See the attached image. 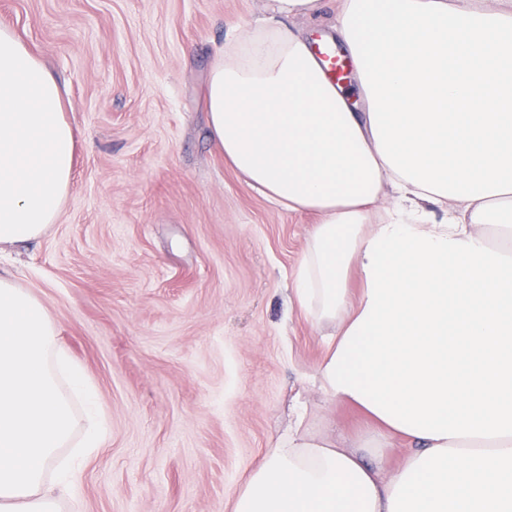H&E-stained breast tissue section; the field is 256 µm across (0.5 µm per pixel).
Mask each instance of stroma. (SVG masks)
Returning a JSON list of instances; mask_svg holds the SVG:
<instances>
[{"label":"stroma","instance_id":"obj_1","mask_svg":"<svg viewBox=\"0 0 512 512\" xmlns=\"http://www.w3.org/2000/svg\"><path fill=\"white\" fill-rule=\"evenodd\" d=\"M270 0H0V26L59 79L76 132L55 224L0 252L97 395L105 429L84 453L81 404L60 458L81 504L59 512H233L266 448L308 408L312 432L372 441L386 475L400 439L313 384L328 327L292 300L317 218L270 204L228 164L207 120L215 58Z\"/></svg>","mask_w":512,"mask_h":512}]
</instances>
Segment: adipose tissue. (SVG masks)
<instances>
[{
  "label": "adipose tissue",
  "instance_id": "1",
  "mask_svg": "<svg viewBox=\"0 0 512 512\" xmlns=\"http://www.w3.org/2000/svg\"><path fill=\"white\" fill-rule=\"evenodd\" d=\"M273 2L275 20L214 61L210 127L265 199L317 215L292 289L334 327L314 378L409 451L385 477L383 459L304 429L299 406L234 512H512V0H341L359 111L283 24L321 0ZM74 146L55 77L0 28V247L56 222ZM390 187L399 208L369 223ZM72 394L95 416L39 301L0 276V512L78 501L57 454Z\"/></svg>",
  "mask_w": 512,
  "mask_h": 512
}]
</instances>
